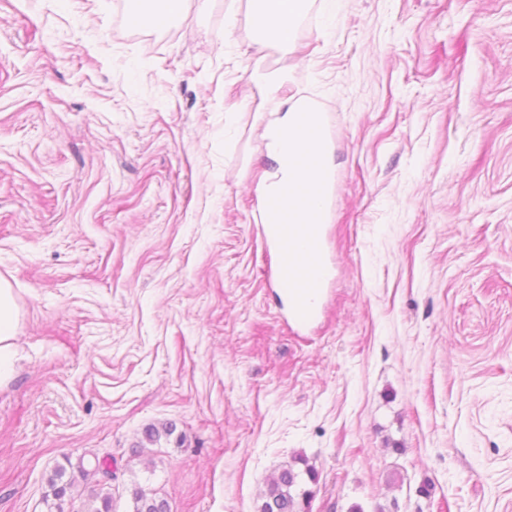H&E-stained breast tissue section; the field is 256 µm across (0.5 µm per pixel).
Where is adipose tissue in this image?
I'll use <instances>...</instances> for the list:
<instances>
[{"mask_svg":"<svg viewBox=\"0 0 512 512\" xmlns=\"http://www.w3.org/2000/svg\"><path fill=\"white\" fill-rule=\"evenodd\" d=\"M253 19L263 42L293 51L299 20L308 11L310 0H253ZM309 100L285 97L282 108L268 126V151L275 160L274 171L263 172L257 182L259 196L279 191L284 183L306 187L310 172L330 169L332 157L317 142L314 124L303 123L304 114L314 112ZM19 307L10 283L0 277V387L14 378L16 333Z\"/></svg>","mask_w":512,"mask_h":512,"instance_id":"1","label":"adipose tissue"}]
</instances>
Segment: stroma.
<instances>
[{"mask_svg": "<svg viewBox=\"0 0 512 512\" xmlns=\"http://www.w3.org/2000/svg\"><path fill=\"white\" fill-rule=\"evenodd\" d=\"M252 11L0 0V512L107 455L113 512H256L288 466L307 512H512V0H312L290 53ZM270 73L333 157L306 327L261 234ZM144 0H128V3H133L134 6H127V15L129 19L143 27H158L162 26L177 17H180L186 7V0H157L159 7L158 10L149 12L142 8ZM19 307L10 283L0 276V387L14 378ZM131 499L130 512H170L168 503L164 499L156 498L141 487L134 488Z\"/></svg>", "mask_w": 512, "mask_h": 512, "instance_id": "obj_1", "label": "stroma"}]
</instances>
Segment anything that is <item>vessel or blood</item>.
I'll list each match as a JSON object with an SVG mask.
<instances>
[{
  "label": "vessel or blood",
  "mask_w": 512,
  "mask_h": 512,
  "mask_svg": "<svg viewBox=\"0 0 512 512\" xmlns=\"http://www.w3.org/2000/svg\"><path fill=\"white\" fill-rule=\"evenodd\" d=\"M328 194L329 178L319 171L308 191L289 185L264 204L266 222L261 232L276 251L277 284L288 304L290 320L299 325L318 316L312 298L326 285L327 266L322 225L300 224L296 218L303 211H321Z\"/></svg>",
  "instance_id": "1"
}]
</instances>
